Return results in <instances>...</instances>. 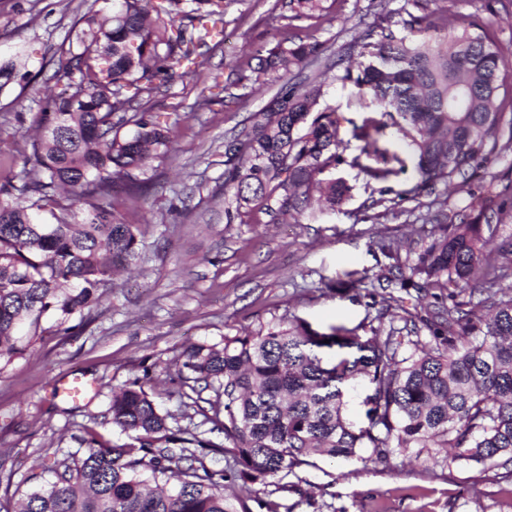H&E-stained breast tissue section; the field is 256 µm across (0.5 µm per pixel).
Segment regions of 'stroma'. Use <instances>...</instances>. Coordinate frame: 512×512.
<instances>
[{
    "label": "stroma",
    "mask_w": 512,
    "mask_h": 512,
    "mask_svg": "<svg viewBox=\"0 0 512 512\" xmlns=\"http://www.w3.org/2000/svg\"><path fill=\"white\" fill-rule=\"evenodd\" d=\"M325 5L320 16L293 20L280 0H224L221 47L204 51L201 65L151 96V112L170 128L172 151L151 162L145 194L112 200L143 232L136 268L114 276L98 306L69 333L44 317L43 341L0 372V512H13L14 490L43 458L81 452L86 427L126 442L99 420L113 389L151 375L162 381L160 408L180 414L188 387L173 360L188 345L218 343L294 315L325 333L381 313L403 327L400 310L389 305L399 290L386 277L409 260V240L430 233L435 200L466 210L469 188L441 186L435 196L416 197L409 168L391 178L398 205L383 216L371 206L378 183L343 166L338 174L352 190L340 208L296 221H276L255 208L245 221L231 222L224 213V145L279 92L281 81L261 84L251 75L256 55L284 37L324 44L335 67L323 77L321 102L341 113V133L350 136L377 106L339 75L362 62L383 28L401 38L416 22L433 40L478 24L505 59L498 104L512 116V0ZM82 9V0H0V56L21 53L37 74L24 92L25 108L15 107L13 93L0 95V181L9 173L6 157L34 131L38 101L54 89L39 69L54 66L74 39ZM202 94L213 102L195 109ZM381 241L389 253L378 249ZM75 378L86 386L76 398L66 392ZM284 483L271 499L289 512H512V471L454 461L435 448L397 451L383 461L368 448L348 460L321 457Z\"/></svg>",
    "instance_id": "obj_1"
}]
</instances>
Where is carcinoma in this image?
I'll list each match as a JSON object with an SVG mask.
<instances>
[{
  "label": "carcinoma",
  "instance_id": "1",
  "mask_svg": "<svg viewBox=\"0 0 512 512\" xmlns=\"http://www.w3.org/2000/svg\"><path fill=\"white\" fill-rule=\"evenodd\" d=\"M98 2L87 4L76 21L82 28L50 76L61 92L40 106L37 133L15 174L20 184L9 177L0 185V372L35 349L44 315L70 331L112 275L136 262L141 230L118 215L112 194L144 193L139 174L171 149L169 130L143 97L188 74L209 39L223 43L224 0H104L106 14ZM286 6L297 18L325 11L324 0ZM369 56L358 73L336 76L381 107L380 118L353 128L359 145L350 159L336 109L321 106V86L301 79L307 69L330 70L323 45L284 38L257 56L255 80L272 72L297 82L225 145L224 191L234 207L227 218L256 206L275 219L293 217L314 198L334 211L351 186L325 172L342 164L389 181L405 167L379 145L389 126L415 162L418 192L465 187L479 164L512 150V137L498 140L505 60L481 34L409 42L383 32ZM29 81L12 62L0 64V93ZM504 206L489 192L466 214L441 213L438 233L396 281L405 290L451 283L457 292L427 317L404 319L406 335L382 314L368 336L345 327L321 333L293 316L191 345L174 366L192 392L215 389L208 404L223 441L169 426L154 394L133 382L112 392L105 414L131 442L113 445L86 430L81 455L42 463L54 480L28 474L34 489L16 512H238L245 504L226 498L224 483L266 488L313 458H352L364 442L379 460L395 448H451L453 460L485 470L512 466V263L492 259L485 237L497 231ZM474 282L489 285L488 296L461 299ZM333 347L339 356L324 360ZM358 377L370 394L368 426L356 431L343 417V388ZM211 454L234 466H207Z\"/></svg>",
  "mask_w": 512,
  "mask_h": 512
}]
</instances>
